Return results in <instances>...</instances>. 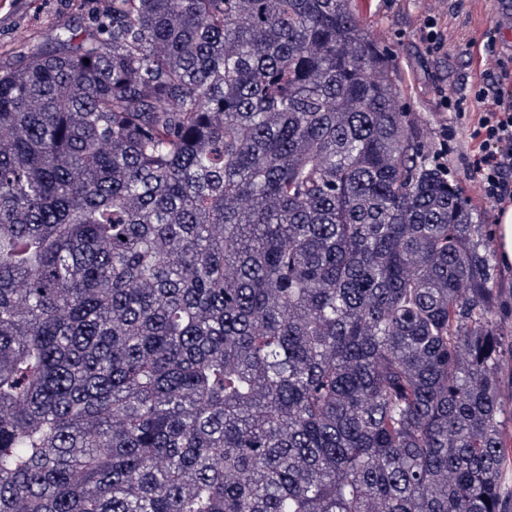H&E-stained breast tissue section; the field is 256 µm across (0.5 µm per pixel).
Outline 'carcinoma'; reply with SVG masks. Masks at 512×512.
<instances>
[{
    "mask_svg": "<svg viewBox=\"0 0 512 512\" xmlns=\"http://www.w3.org/2000/svg\"><path fill=\"white\" fill-rule=\"evenodd\" d=\"M98 2L0 66V512H507L488 245L350 0Z\"/></svg>",
    "mask_w": 512,
    "mask_h": 512,
    "instance_id": "obj_1",
    "label": "carcinoma"
}]
</instances>
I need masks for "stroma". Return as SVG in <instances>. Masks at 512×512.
Segmentation results:
<instances>
[{"label": "stroma", "mask_w": 512, "mask_h": 512, "mask_svg": "<svg viewBox=\"0 0 512 512\" xmlns=\"http://www.w3.org/2000/svg\"><path fill=\"white\" fill-rule=\"evenodd\" d=\"M360 22L370 36L390 55L398 76V90L406 110L417 122L427 156L440 148V116L437 94L465 95L480 76L477 63L465 51L467 43L480 39L489 27H497L498 52H512V16L498 13L495 0H352ZM442 11L448 27L451 52L434 60L424 55L420 25L429 8ZM67 22L89 33L97 20L95 0L73 7L71 0H17L10 12L0 11V64L18 65L27 45L49 48L47 24ZM448 181L473 209L480 225L479 236L490 249L495 268L494 295L498 315L512 327V261L505 260L498 246V214L481 204L475 186L460 163H453Z\"/></svg>", "instance_id": "35a3bbf8"}]
</instances>
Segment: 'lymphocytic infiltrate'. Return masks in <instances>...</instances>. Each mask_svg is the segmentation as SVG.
Instances as JSON below:
<instances>
[{
  "label": "lymphocytic infiltrate",
  "mask_w": 512,
  "mask_h": 512,
  "mask_svg": "<svg viewBox=\"0 0 512 512\" xmlns=\"http://www.w3.org/2000/svg\"><path fill=\"white\" fill-rule=\"evenodd\" d=\"M495 30L482 37L484 64L467 98L440 95L441 127L447 141L437 154L438 167L448 171L455 145L465 149L467 174L479 200L491 209L512 208V62L498 54ZM477 105V112L465 109Z\"/></svg>",
  "instance_id": "obj_1"
}]
</instances>
